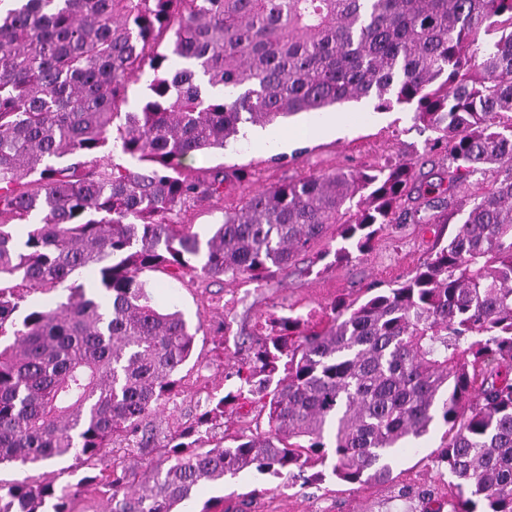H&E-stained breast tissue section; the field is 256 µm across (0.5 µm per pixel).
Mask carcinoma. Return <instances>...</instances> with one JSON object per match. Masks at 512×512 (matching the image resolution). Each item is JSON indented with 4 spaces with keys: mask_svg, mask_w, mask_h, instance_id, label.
<instances>
[{
    "mask_svg": "<svg viewBox=\"0 0 512 512\" xmlns=\"http://www.w3.org/2000/svg\"><path fill=\"white\" fill-rule=\"evenodd\" d=\"M362 98L437 134L448 185L427 205L469 192L454 233L397 287L333 305L324 330L277 317L234 389L160 429L200 328L152 302L147 273L261 283L330 225L351 262L417 214L398 162L260 185L203 240L182 218L228 176L185 161L246 123ZM231 402L268 429L213 446ZM435 422L448 512H512V0H0V464L89 469L0 484V512H73L88 492L109 512H177L204 482L254 468L307 483L308 463L387 482ZM115 447L165 448L168 465L95 471Z\"/></svg>",
    "mask_w": 512,
    "mask_h": 512,
    "instance_id": "carcinoma-1",
    "label": "carcinoma"
}]
</instances>
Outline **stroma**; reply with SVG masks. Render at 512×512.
Instances as JSON below:
<instances>
[{"instance_id": "stroma-1", "label": "stroma", "mask_w": 512, "mask_h": 512, "mask_svg": "<svg viewBox=\"0 0 512 512\" xmlns=\"http://www.w3.org/2000/svg\"><path fill=\"white\" fill-rule=\"evenodd\" d=\"M341 109L348 121L343 135L299 137V130L310 126L313 119L297 114L275 123L289 134L287 146L274 147L242 135L225 149L193 159V167L204 172L221 167L252 177L248 183L229 181L223 202L205 203L194 210L188 218L194 231L203 234L222 223L225 209L244 201L255 182L279 183L401 161L415 163L422 185L438 183L443 176L448 157L444 150L431 148L433 132L416 126L412 112L398 108L378 111L370 100L345 103ZM458 221L452 214L444 224L407 222L392 234L376 238L363 259L329 266L316 262L315 256L338 247L335 231L330 228L308 251L263 283L228 279L210 283L215 304L203 302L195 289L171 284L160 273L151 276L153 296L160 304L177 300L189 325L199 329L194 351L209 364L206 374L210 385L227 390L231 387L225 378L227 365L246 359L247 351L240 343L255 335L265 319L292 307L307 314L309 325L315 326L325 321L334 302L358 304L365 299L368 287L385 289L405 282L432 252L438 238L455 231ZM444 431L443 425H435L426 436L401 449L392 461V479L387 483L349 485L328 475L305 485L291 484L286 478L249 469L225 477L220 484H202L189 509L200 512L208 500L220 498L227 512H403L405 505L397 498L398 489L423 485L434 488V505L444 506L453 496L450 477L432 468L429 461ZM84 472L79 461L71 457L34 469L5 464L0 466V482L25 479L56 485L77 481Z\"/></svg>"}]
</instances>
